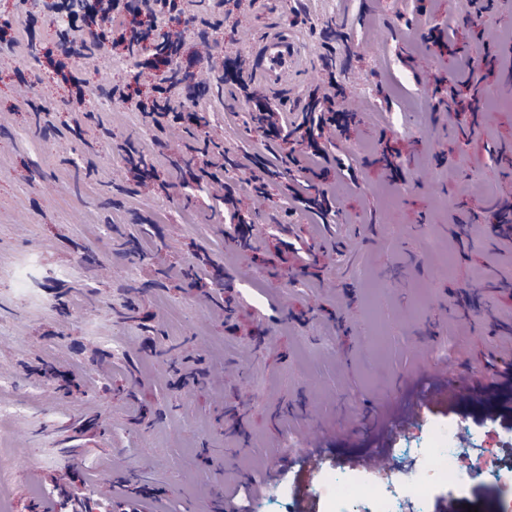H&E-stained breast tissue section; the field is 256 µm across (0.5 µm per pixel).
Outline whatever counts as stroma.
I'll return each instance as SVG.
<instances>
[{
  "mask_svg": "<svg viewBox=\"0 0 512 512\" xmlns=\"http://www.w3.org/2000/svg\"><path fill=\"white\" fill-rule=\"evenodd\" d=\"M157 26L181 34L175 96L199 124L156 128L117 86L151 97L165 76L112 42L70 77L45 0H0V447L14 460L12 512H224V489L281 472L248 512H328L326 475L371 478L352 459L379 441L373 422L459 381L454 411L397 434L387 466L405 480L426 437L473 447L488 430L512 462V241L484 217L512 203V0H186ZM292 30L304 62L271 101L267 139L222 64L250 67V45ZM449 31L448 46L427 42ZM484 32L478 42L476 32ZM38 54L29 57L28 41ZM476 87L435 109L465 64ZM336 82L343 128L298 133L313 92ZM85 92V113L69 98ZM232 167L191 176L203 160ZM325 198L308 211L292 194ZM248 222L239 233L237 216ZM193 269L204 281L192 287ZM49 363L72 392L36 374ZM388 378L380 385L373 367ZM498 382L484 407L476 382ZM499 512L490 480L437 489L448 503Z\"/></svg>",
  "mask_w": 512,
  "mask_h": 512,
  "instance_id": "stroma-1",
  "label": "stroma"
}]
</instances>
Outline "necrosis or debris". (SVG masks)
I'll list each match as a JSON object with an SVG mask.
<instances>
[{"label": "necrosis or debris", "mask_w": 512, "mask_h": 512, "mask_svg": "<svg viewBox=\"0 0 512 512\" xmlns=\"http://www.w3.org/2000/svg\"><path fill=\"white\" fill-rule=\"evenodd\" d=\"M495 439V433L490 432L472 448L430 444L422 451V467L407 482L393 477L382 482L327 477L330 512H401L403 500L421 504L440 486L483 477L496 480L503 500L512 506V468L500 464L493 446Z\"/></svg>", "instance_id": "obj_1"}]
</instances>
